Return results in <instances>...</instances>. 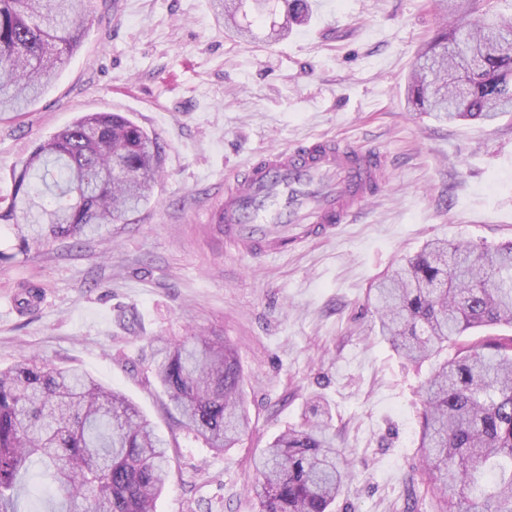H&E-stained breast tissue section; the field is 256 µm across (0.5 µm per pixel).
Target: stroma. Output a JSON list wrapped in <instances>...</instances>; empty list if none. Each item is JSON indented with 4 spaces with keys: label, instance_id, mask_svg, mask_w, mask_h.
I'll return each instance as SVG.
<instances>
[{
    "label": "stroma",
    "instance_id": "1",
    "mask_svg": "<svg viewBox=\"0 0 512 512\" xmlns=\"http://www.w3.org/2000/svg\"><path fill=\"white\" fill-rule=\"evenodd\" d=\"M279 41L254 21L244 42L211 0H87L76 53L27 111L0 116V192L41 141L85 112H116L159 138L150 204L81 243L13 256L0 223V368L34 354L123 392L167 443L170 484L156 512H255L252 460L332 415L352 476L334 512H430L419 479L418 389L430 371L385 343L369 290L434 238L512 242V112L441 124L406 103L420 46L440 20L431 0H310ZM316 136L382 149L385 184L335 237L283 256L243 258L211 224L254 155ZM40 287L30 313L19 286ZM215 332L239 354L251 428L218 453L179 428L146 378L153 348Z\"/></svg>",
    "mask_w": 512,
    "mask_h": 512
}]
</instances>
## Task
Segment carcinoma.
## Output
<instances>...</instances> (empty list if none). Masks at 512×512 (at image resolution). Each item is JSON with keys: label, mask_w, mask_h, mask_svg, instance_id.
Listing matches in <instances>:
<instances>
[{"label": "carcinoma", "mask_w": 512, "mask_h": 512, "mask_svg": "<svg viewBox=\"0 0 512 512\" xmlns=\"http://www.w3.org/2000/svg\"><path fill=\"white\" fill-rule=\"evenodd\" d=\"M86 0H0V115L22 112L81 44ZM244 0H214L217 19L253 36ZM494 0H435L446 19L418 52L407 105L440 123H494L512 112V14ZM284 36L303 25L308 0H284ZM163 147L114 113L78 117L11 172L0 223L28 253L79 242L146 206ZM40 290L22 285L31 311ZM379 333L414 363L435 360L420 387L422 490L431 512H512V336L472 344L471 329L512 327V242L433 240L373 288ZM153 377L179 422L217 451L250 431L242 370L224 337L194 335L159 347ZM276 436L255 461L256 512H333L349 461L329 434V413ZM41 465L55 512H155L168 471L163 440L121 392L89 374L23 356L0 370V512H17L29 469Z\"/></svg>", "instance_id": "carcinoma-1"}]
</instances>
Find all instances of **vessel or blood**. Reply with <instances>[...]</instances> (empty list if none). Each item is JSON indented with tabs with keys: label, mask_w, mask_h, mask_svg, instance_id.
<instances>
[{
	"label": "vessel or blood",
	"mask_w": 512,
	"mask_h": 512,
	"mask_svg": "<svg viewBox=\"0 0 512 512\" xmlns=\"http://www.w3.org/2000/svg\"><path fill=\"white\" fill-rule=\"evenodd\" d=\"M386 155L329 137L265 151L224 191V243L270 257L354 223L382 188Z\"/></svg>",
	"instance_id": "1"
}]
</instances>
